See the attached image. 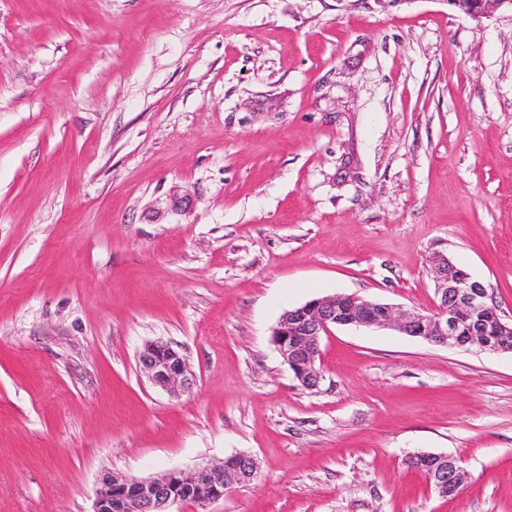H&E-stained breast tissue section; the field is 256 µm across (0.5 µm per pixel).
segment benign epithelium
<instances>
[{"label": "benign epithelium", "mask_w": 512, "mask_h": 512, "mask_svg": "<svg viewBox=\"0 0 512 512\" xmlns=\"http://www.w3.org/2000/svg\"><path fill=\"white\" fill-rule=\"evenodd\" d=\"M448 6L472 19L512 12V0H448ZM433 273L438 304L431 314L347 294L313 299L284 312L273 332L274 343L295 379L309 390L320 387L323 376L316 361L321 338L335 326L390 330L435 344L472 346L489 353L512 351V319L500 314L480 281L446 256L436 257ZM139 359L154 385L174 396L192 389V371L169 344L150 342ZM419 458L429 465L427 482L440 496H453L464 482L465 471L454 457L422 453ZM257 471L254 458L237 454L190 474L170 471L140 479L105 474L93 512H112L116 498L128 503L130 512H173L172 507L185 499L200 503L219 500L225 491L252 483Z\"/></svg>", "instance_id": "7a95c632"}]
</instances>
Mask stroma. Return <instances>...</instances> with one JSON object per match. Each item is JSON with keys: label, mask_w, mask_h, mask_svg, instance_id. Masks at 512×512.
Instances as JSON below:
<instances>
[{"label": "stroma", "mask_w": 512, "mask_h": 512, "mask_svg": "<svg viewBox=\"0 0 512 512\" xmlns=\"http://www.w3.org/2000/svg\"><path fill=\"white\" fill-rule=\"evenodd\" d=\"M439 254L512 318V14L0 0V512L236 454L250 486L174 512H512V352L337 326L311 391L272 341L336 294L434 311ZM139 359L150 381L173 396L192 389V371L180 353L168 343L154 341L146 344ZM425 464L435 459V454H415ZM427 482L442 497L453 496L465 480V471L452 456L437 455V460L427 467Z\"/></svg>", "instance_id": "35a3bbf8"}]
</instances>
